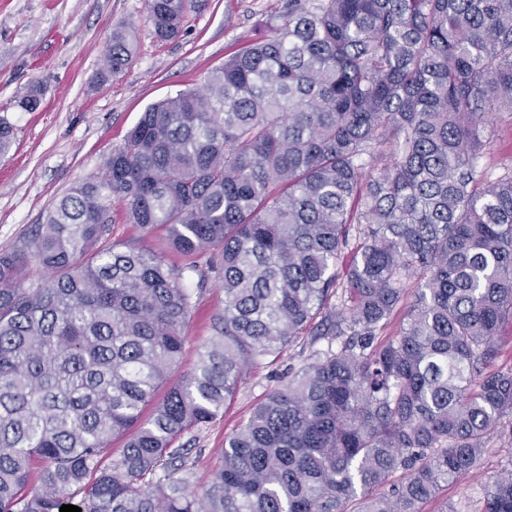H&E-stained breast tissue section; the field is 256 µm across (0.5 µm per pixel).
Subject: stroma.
Returning <instances> with one entry per match:
<instances>
[{
	"label": "stroma",
	"mask_w": 512,
	"mask_h": 512,
	"mask_svg": "<svg viewBox=\"0 0 512 512\" xmlns=\"http://www.w3.org/2000/svg\"><path fill=\"white\" fill-rule=\"evenodd\" d=\"M205 3L187 13L177 39L162 41L148 19L147 0H0V116L15 128L12 149L0 158V249L26 236L75 182L98 173L149 105L180 90L203 89L225 59L265 33L266 20L284 0ZM121 25L132 31L134 55L123 72L106 78L104 50ZM33 85L42 90L40 107L14 108V98ZM479 163L496 177L512 172V118L486 126ZM165 237V230L146 236L119 221L108 234L109 242L160 250L167 265L185 266L187 257L164 251ZM189 281L195 312L180 365L170 374L174 381L196 362L209 319L224 300L219 275L207 266L191 272ZM310 352L308 338H301L247 376L222 416L181 437L195 462L193 490L207 487L225 436ZM509 467L512 434L500 431L488 440L477 467L440 490L424 512H482L486 485Z\"/></svg>",
	"instance_id": "obj_1"
}]
</instances>
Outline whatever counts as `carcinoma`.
Listing matches in <instances>:
<instances>
[{"mask_svg": "<svg viewBox=\"0 0 512 512\" xmlns=\"http://www.w3.org/2000/svg\"><path fill=\"white\" fill-rule=\"evenodd\" d=\"M192 4L148 0L156 36ZM266 28L203 90L148 106L0 250V512H60L79 492L82 512H422L512 418V368L493 367L512 323V175L479 166L489 118L512 116V0H285ZM133 50L114 30L103 73ZM40 103L35 86L14 100ZM13 138L0 117V157ZM115 201L188 266L107 244ZM202 258L224 306L170 384ZM34 265L47 277L26 288ZM305 334L325 348L190 490L177 440ZM484 512H512V469Z\"/></svg>", "mask_w": 512, "mask_h": 512, "instance_id": "1", "label": "carcinoma"}]
</instances>
